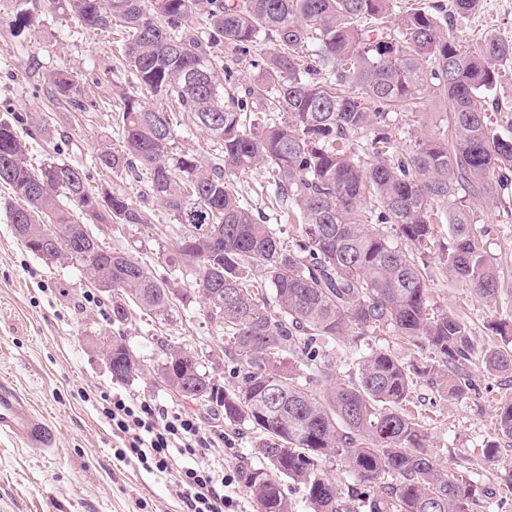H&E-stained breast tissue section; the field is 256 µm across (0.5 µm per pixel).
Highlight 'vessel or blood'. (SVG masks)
Masks as SVG:
<instances>
[{"label": "vessel or blood", "instance_id": "1", "mask_svg": "<svg viewBox=\"0 0 512 512\" xmlns=\"http://www.w3.org/2000/svg\"><path fill=\"white\" fill-rule=\"evenodd\" d=\"M0 434L33 449H46L54 443L53 431L46 419L29 407L14 386L3 381L0 382Z\"/></svg>", "mask_w": 512, "mask_h": 512}]
</instances>
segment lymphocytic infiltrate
Returning <instances> with one entry per match:
<instances>
[{"label":"lymphocytic infiltrate","mask_w":512,"mask_h":512,"mask_svg":"<svg viewBox=\"0 0 512 512\" xmlns=\"http://www.w3.org/2000/svg\"><path fill=\"white\" fill-rule=\"evenodd\" d=\"M102 414L122 441L120 460L150 473L177 469L179 495L190 512H241L231 493L236 471L197 463L207 439L194 415L163 412L150 401H128L118 394L105 398Z\"/></svg>","instance_id":"f902f5d3"}]
</instances>
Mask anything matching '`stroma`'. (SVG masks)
Returning <instances> with one entry per match:
<instances>
[{
	"instance_id": "35a3bbf8",
	"label": "stroma",
	"mask_w": 512,
	"mask_h": 512,
	"mask_svg": "<svg viewBox=\"0 0 512 512\" xmlns=\"http://www.w3.org/2000/svg\"><path fill=\"white\" fill-rule=\"evenodd\" d=\"M30 0L34 27L21 38L0 25V120L19 118L18 130L29 139V160L40 166L62 158L89 173L92 189L117 184L137 204L145 199L132 176L102 177L94 166L101 146L119 149L114 125L115 88L134 90L137 81L125 66L117 43L105 33L75 34L73 22ZM453 33L463 43L476 44L486 34L512 39V0H483L479 12L459 21ZM70 67L85 103L94 111L69 112L52 102L47 71ZM10 199L0 186V378L16 384L37 414L56 429V445L40 452L0 436V512H187L173 477L156 476L121 462L120 440L100 413L102 398L121 394L152 401L161 410L197 415L202 432L223 435V445L206 449L209 464L238 468L253 456L251 430L225 424L203 407L179 398L160 382L156 369L164 347L211 353L207 370L215 382L233 388L236 380L216 352V333L203 311V300L192 278L174 275L165 257L175 242L173 221L154 208L148 225L95 224L99 244L131 251L159 279H174L182 294L168 321L159 322L129 307L125 321L112 320V304L72 262L48 264L28 251L5 218ZM490 225L488 251L512 256V195L477 213ZM430 300L441 311L452 310L468 323L478 343L493 340L492 322H512V294L487 303L443 267L438 248L426 254ZM119 336L139 360L142 371L127 382L113 380L94 342ZM478 399H438L434 388L417 380L410 398L427 432L426 446L444 465H465L477 487L495 485L512 472V447H502L497 462L478 453L495 437L499 402L512 397V373L490 374L476 368Z\"/></svg>"
}]
</instances>
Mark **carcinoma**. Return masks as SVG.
<instances>
[{
	"mask_svg": "<svg viewBox=\"0 0 512 512\" xmlns=\"http://www.w3.org/2000/svg\"><path fill=\"white\" fill-rule=\"evenodd\" d=\"M481 0L420 5L418 0H47L48 11L85 32L116 26L124 59L141 89L167 110L116 94L119 151L98 149L95 164L129 172L163 208L179 234L167 261L192 274L217 349L239 385L229 391L196 353L165 349L159 378L224 422L257 435L240 465L257 512H289L285 482L299 486L312 512H473L476 489L425 447L421 421L406 413L414 380L426 378L446 399L479 391L472 368L512 372V338L479 346L466 321L430 304L425 251L434 226L450 276L487 302L505 284L503 260L484 248L490 229L476 212L512 186V137L488 113L512 115L497 89L512 75V40L484 37L472 51L451 34ZM3 22L33 25L28 0ZM265 39L276 48L252 63L242 83L224 64V47ZM57 104L88 111L68 67L47 75ZM448 105L446 123L428 119L423 99ZM189 115L210 136L204 161L170 151ZM422 136L395 147L393 116ZM10 122H0V185L23 206L6 218L24 247L44 262L67 252L89 276L112 283V322L132 305L167 317L183 300L128 251L108 250L92 224H150L152 213L120 187L95 194L89 174L62 160L35 169ZM264 168L261 193L297 235L281 239L234 180ZM58 246L41 254L45 224ZM396 234H391V231ZM272 298H267V290ZM386 331L433 354L408 364L391 350L350 352V376L335 378L322 349ZM115 379L140 373L122 340L112 338ZM512 442V398L497 409L496 439L479 449L498 459ZM338 459L355 479L345 490L326 473Z\"/></svg>",
	"mask_w": 512,
	"mask_h": 512,
	"instance_id": "cac0c4a2",
	"label": "carcinoma"
}]
</instances>
